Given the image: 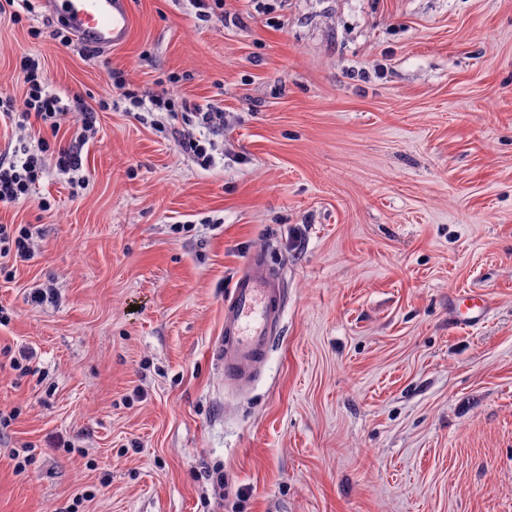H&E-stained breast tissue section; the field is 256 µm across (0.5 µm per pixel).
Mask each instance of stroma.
<instances>
[{
	"mask_svg": "<svg viewBox=\"0 0 512 512\" xmlns=\"http://www.w3.org/2000/svg\"><path fill=\"white\" fill-rule=\"evenodd\" d=\"M129 2L91 55L0 14V93L32 55L97 112L85 190L51 168L0 204L34 229L0 271V512H512V0ZM114 69L217 103L214 165ZM256 251L285 311L239 392L214 354Z\"/></svg>",
	"mask_w": 512,
	"mask_h": 512,
	"instance_id": "35a3bbf8",
	"label": "stroma"
}]
</instances>
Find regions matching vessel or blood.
Listing matches in <instances>:
<instances>
[{
	"mask_svg": "<svg viewBox=\"0 0 512 512\" xmlns=\"http://www.w3.org/2000/svg\"><path fill=\"white\" fill-rule=\"evenodd\" d=\"M78 40L99 49L124 46L132 32L129 0H40ZM284 314L283 294L260 255H252L224 303L218 356L226 385L248 387L273 345Z\"/></svg>",
	"mask_w": 512,
	"mask_h": 512,
	"instance_id": "1",
	"label": "vessel or blood"
}]
</instances>
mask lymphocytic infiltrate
I'll list each match as a JSON object with an SVG mask.
<instances>
[{
	"mask_svg": "<svg viewBox=\"0 0 512 512\" xmlns=\"http://www.w3.org/2000/svg\"><path fill=\"white\" fill-rule=\"evenodd\" d=\"M19 68L26 90L23 99L0 95V116L23 122H34L38 127L34 144H22L12 154L0 155V203L14 204L28 200L45 174L42 156L52 153L57 171L68 174L71 187H84L86 178L82 172L81 152L89 142V134L95 128L94 111L83 114L82 124L68 142H58L61 120L67 108L59 94L54 92L38 59L21 57ZM152 108L174 111L182 107L190 117L192 130L175 129L171 135L185 152L193 154L201 165L213 160L211 135L223 126V114L213 103L198 104L181 98L174 90L165 91L151 98Z\"/></svg>",
	"mask_w": 512,
	"mask_h": 512,
	"instance_id": "lymphocytic-infiltrate-1",
	"label": "lymphocytic infiltrate"
}]
</instances>
